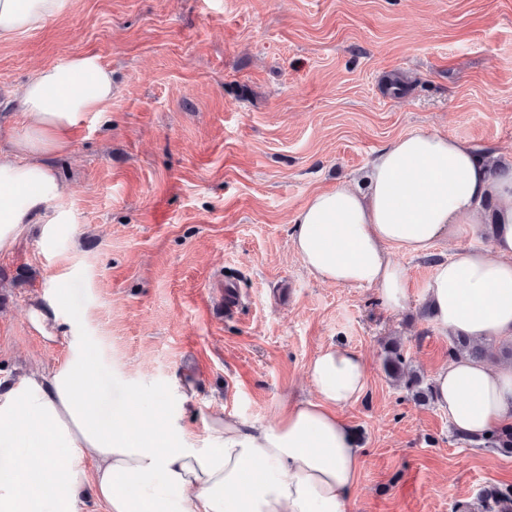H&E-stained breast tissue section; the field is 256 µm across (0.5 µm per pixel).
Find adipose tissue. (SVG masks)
I'll return each mask as SVG.
<instances>
[{
  "mask_svg": "<svg viewBox=\"0 0 512 512\" xmlns=\"http://www.w3.org/2000/svg\"><path fill=\"white\" fill-rule=\"evenodd\" d=\"M72 0H0V39L67 15ZM19 99L24 135L0 151V252L32 224H64L68 189L48 162L96 114L107 120L112 73L97 55L40 69ZM291 244L316 279L377 289L403 308L406 269L389 247L430 253L441 239L489 233L490 249L460 246L437 261L425 300L439 330L512 340V159L479 154L432 131L398 137L374 158L365 187L314 193L295 214ZM92 355L74 346L49 371L0 377V512H346L361 448L342 411L365 392L367 366L347 345L309 365L317 396L270 424L217 414L204 436L180 418L142 421L134 401L109 402ZM431 383L437 406L479 439L512 421V365L455 357Z\"/></svg>",
  "mask_w": 512,
  "mask_h": 512,
  "instance_id": "obj_1",
  "label": "adipose tissue"
}]
</instances>
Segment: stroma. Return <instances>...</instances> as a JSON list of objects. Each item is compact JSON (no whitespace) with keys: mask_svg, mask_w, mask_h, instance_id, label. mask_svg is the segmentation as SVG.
<instances>
[{"mask_svg":"<svg viewBox=\"0 0 512 512\" xmlns=\"http://www.w3.org/2000/svg\"><path fill=\"white\" fill-rule=\"evenodd\" d=\"M81 53L112 71L110 121L87 119L51 158L74 223L0 253V370L63 365L77 337L112 400L163 401L200 436L212 414L269 423L313 398L310 361L344 344L368 371L345 411L362 448L346 512H453L512 484V454L457 440L383 370L391 338L423 379L447 361L421 311L453 244L394 252L398 310L319 282L291 248L310 196L363 182L397 137L432 130L512 158V0H72L0 40V144L23 132L20 89ZM39 304L57 311L54 341L32 325ZM183 376L188 403L170 393Z\"/></svg>","mask_w":512,"mask_h":512,"instance_id":"stroma-1","label":"stroma"}]
</instances>
